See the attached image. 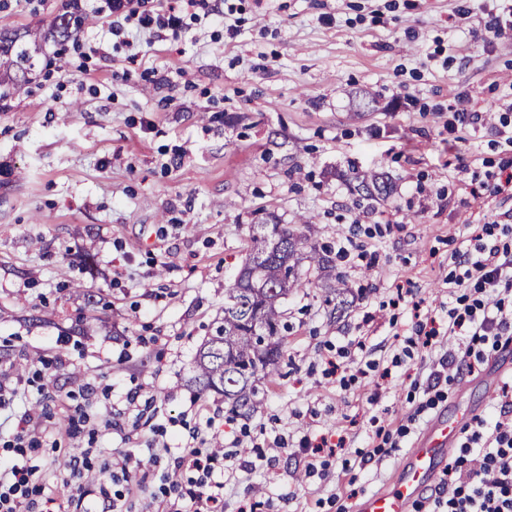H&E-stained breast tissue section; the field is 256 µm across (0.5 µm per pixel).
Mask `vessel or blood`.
Returning <instances> with one entry per match:
<instances>
[{
    "instance_id": "b4317fda",
    "label": "vessel or blood",
    "mask_w": 512,
    "mask_h": 512,
    "mask_svg": "<svg viewBox=\"0 0 512 512\" xmlns=\"http://www.w3.org/2000/svg\"><path fill=\"white\" fill-rule=\"evenodd\" d=\"M468 416V411L460 410L430 421L408 455L400 478L389 488L365 496L355 512H409L411 503L437 479Z\"/></svg>"
}]
</instances>
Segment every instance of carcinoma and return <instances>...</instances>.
I'll list each match as a JSON object with an SVG mask.
<instances>
[{
	"mask_svg": "<svg viewBox=\"0 0 512 512\" xmlns=\"http://www.w3.org/2000/svg\"><path fill=\"white\" fill-rule=\"evenodd\" d=\"M81 19L68 13L55 18L54 36L69 40ZM35 57L20 39L0 35V99L15 94L28 82ZM354 179L369 196H385L389 187L367 174ZM260 232L251 237V253L239 274L248 277L258 271L259 288L225 289L224 317L195 356L193 383L198 393L214 392L224 397L229 412L240 415L254 408L258 382L274 377L280 367L288 332L282 302L288 293L306 287L300 267L308 263L331 275L328 250L297 235L280 224H259Z\"/></svg>",
	"mask_w": 512,
	"mask_h": 512,
	"instance_id": "cac0c4a2",
	"label": "carcinoma"
}]
</instances>
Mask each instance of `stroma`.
I'll return each mask as SVG.
<instances>
[{
  "label": "stroma",
  "mask_w": 512,
  "mask_h": 512,
  "mask_svg": "<svg viewBox=\"0 0 512 512\" xmlns=\"http://www.w3.org/2000/svg\"><path fill=\"white\" fill-rule=\"evenodd\" d=\"M209 5L129 45L94 15L60 46L46 34L70 0H0V32L41 47L24 90L0 102V383L15 390L0 409V458H14L5 442L21 418L41 415L33 462L53 512H73L64 463L74 449L92 451L89 512L125 488L113 458L145 460L121 501L142 512L184 449L219 438L239 461L278 437L287 452L227 483L224 512L250 501L260 512H352L436 414L488 415L499 401L479 371L441 384L426 408L436 362L423 350L392 366L375 404L368 379L340 389L323 360L359 342L360 360L392 365L414 322L391 304L397 286L446 319L449 237L512 225V196L471 193L505 177L512 158L498 134L500 115L512 117V40L488 41L486 29L502 0ZM461 95L490 119L459 141L448 118ZM356 172L382 177L390 195L366 196ZM304 216L315 241L339 248L352 292L334 310L303 270L313 285L283 303L293 331L280 376L260 380L246 421H226L221 396L189 386L197 350L224 314L253 225L297 228ZM410 414L398 447L376 448L372 418L393 431ZM327 432L347 448L306 476L298 441Z\"/></svg>",
  "instance_id": "1"
}]
</instances>
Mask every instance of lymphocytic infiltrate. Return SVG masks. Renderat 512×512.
<instances>
[{"label":"lymphocytic infiltrate","instance_id":"f902f5d3","mask_svg":"<svg viewBox=\"0 0 512 512\" xmlns=\"http://www.w3.org/2000/svg\"><path fill=\"white\" fill-rule=\"evenodd\" d=\"M207 0H178L177 5L157 9L154 0H92L93 13L111 18L113 34L124 33L127 24L149 29H178L184 11L205 7ZM512 227L482 225L474 245L455 250L448 273V326L435 318L417 320L410 338L413 346L436 350L440 335L448 348L439 360L433 383L451 381L474 373L484 362L485 346H498L512 334ZM17 458L0 465V512H19L23 501L43 498L38 470L28 451L39 441L27 430L16 433L12 443ZM459 453L449 463L440 487L425 497L427 512H512V395L502 394L497 413L467 425L458 443ZM179 468L189 471L187 482L163 483L166 512H223L224 483L216 457L198 450L180 456Z\"/></svg>","mask_w":512,"mask_h":512}]
</instances>
